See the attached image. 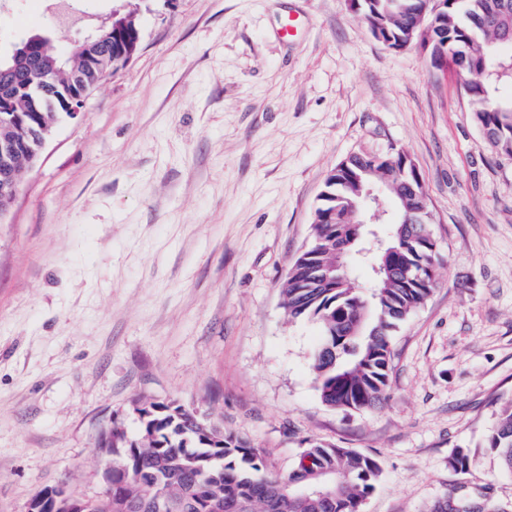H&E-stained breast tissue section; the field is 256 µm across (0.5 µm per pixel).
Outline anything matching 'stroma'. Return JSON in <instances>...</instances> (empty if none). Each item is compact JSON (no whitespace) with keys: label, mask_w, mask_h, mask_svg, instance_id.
<instances>
[{"label":"stroma","mask_w":512,"mask_h":512,"mask_svg":"<svg viewBox=\"0 0 512 512\" xmlns=\"http://www.w3.org/2000/svg\"><path fill=\"white\" fill-rule=\"evenodd\" d=\"M124 0H0V49L54 28L64 53ZM130 63L61 120L0 222V512L38 489L103 492L111 424L178 400L262 448L271 472L308 441L376 457L364 512H431L512 475L482 449L512 398V164L473 123L465 76L387 48L348 0H141ZM297 14V37L277 35ZM406 149L444 259L393 336L380 408L325 405L316 321L282 287L311 242L328 172ZM476 449L467 474L452 448Z\"/></svg>","instance_id":"1"}]
</instances>
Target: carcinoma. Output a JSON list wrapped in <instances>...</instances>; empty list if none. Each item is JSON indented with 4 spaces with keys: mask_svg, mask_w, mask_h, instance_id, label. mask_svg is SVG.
Masks as SVG:
<instances>
[{
    "mask_svg": "<svg viewBox=\"0 0 512 512\" xmlns=\"http://www.w3.org/2000/svg\"><path fill=\"white\" fill-rule=\"evenodd\" d=\"M434 9L426 0H359L373 38L388 48L421 46L432 62L448 53V63L466 75L468 112L495 154L512 159V98L500 89H512V0H446ZM46 32L22 36L15 53L48 42ZM51 69L0 60V89L36 84L41 74L58 88L79 83L97 88L100 70L88 65L89 54L106 53L110 39L95 47L80 43ZM12 111L25 115L35 128L47 118L56 123L67 117L56 101L39 93L20 95ZM365 154L346 157L326 177V193L315 209L312 241L288 273L282 305L291 318L318 322L321 342L311 357V369L322 401L333 408L363 412L389 396L394 327L420 307L436 285L440 263L438 247L426 239L430 232L427 200L406 191L403 169L364 164ZM385 180L400 201L398 223L390 225L383 251L368 261L386 264L389 275L371 288L354 287L336 252L347 225L328 224L326 213L360 207L361 187ZM331 268L336 281L324 287L313 274ZM484 448L495 453L501 468L512 472V400L502 408L486 434ZM112 456L121 468L112 471V496L84 499L83 512H363L367 498L381 476L379 461L351 448L311 442L296 465L284 474L268 470L263 452L237 433L224 431L176 400L152 403L140 420L137 435L112 426ZM476 451L452 449L448 468L469 471ZM491 487L474 493L452 492L433 512H506L495 504ZM56 488L36 492L31 512H65Z\"/></svg>",
    "mask_w": 512,
    "mask_h": 512,
    "instance_id": "cac0c4a2",
    "label": "carcinoma"
}]
</instances>
